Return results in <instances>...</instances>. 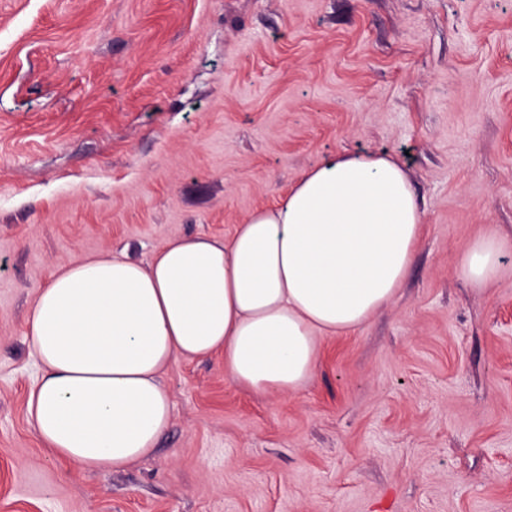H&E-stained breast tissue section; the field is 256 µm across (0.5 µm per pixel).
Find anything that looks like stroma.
I'll use <instances>...</instances> for the list:
<instances>
[{"mask_svg":"<svg viewBox=\"0 0 512 512\" xmlns=\"http://www.w3.org/2000/svg\"><path fill=\"white\" fill-rule=\"evenodd\" d=\"M386 151L424 208L396 298L322 340L285 399L224 357L162 372L122 470L49 456L27 320L60 266L229 237L339 154ZM512 0H0V512H512ZM509 243L497 232H489L470 244L455 264L457 276L484 289L496 281L502 271L501 259Z\"/></svg>","mask_w":512,"mask_h":512,"instance_id":"35a3bbf8","label":"stroma"}]
</instances>
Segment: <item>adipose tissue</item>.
Instances as JSON below:
<instances>
[{"mask_svg":"<svg viewBox=\"0 0 512 512\" xmlns=\"http://www.w3.org/2000/svg\"><path fill=\"white\" fill-rule=\"evenodd\" d=\"M423 227L394 157L341 154L249 212L229 238L173 237L145 265L111 254L61 266L30 310L43 373L28 392L29 422L49 455L119 470L167 428L159 375L174 360L220 352L237 386L295 394L314 377L322 337L353 332L392 302ZM511 246L484 234L456 275L495 282Z\"/></svg>","mask_w":512,"mask_h":512,"instance_id":"adipose-tissue-1","label":"adipose tissue"}]
</instances>
